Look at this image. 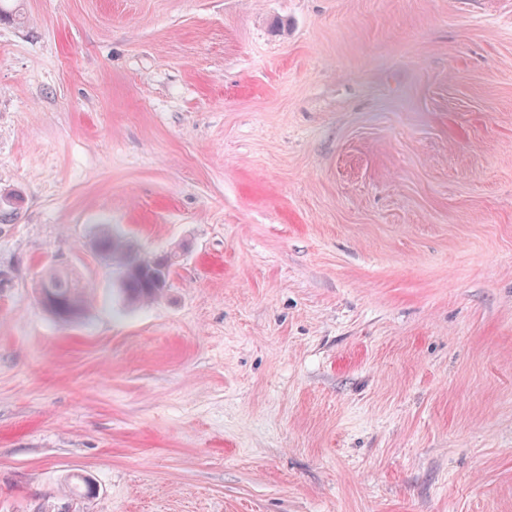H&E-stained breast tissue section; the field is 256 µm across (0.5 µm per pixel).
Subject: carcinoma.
<instances>
[{
	"instance_id": "carcinoma-1",
	"label": "carcinoma",
	"mask_w": 512,
	"mask_h": 512,
	"mask_svg": "<svg viewBox=\"0 0 512 512\" xmlns=\"http://www.w3.org/2000/svg\"><path fill=\"white\" fill-rule=\"evenodd\" d=\"M19 198L20 195L13 191L0 192V224L9 223V218L17 215ZM95 246L109 261L121 266L120 291L132 304L157 299L170 282L175 265L174 254L153 260L142 259L127 239L108 227L99 232ZM40 295L47 299L45 308L61 321L80 318L86 308L85 288L60 269L43 275Z\"/></svg>"
}]
</instances>
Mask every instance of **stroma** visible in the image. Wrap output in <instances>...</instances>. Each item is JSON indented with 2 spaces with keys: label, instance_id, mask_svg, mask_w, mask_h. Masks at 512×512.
Returning a JSON list of instances; mask_svg holds the SVG:
<instances>
[{
  "label": "stroma",
  "instance_id": "obj_1",
  "mask_svg": "<svg viewBox=\"0 0 512 512\" xmlns=\"http://www.w3.org/2000/svg\"><path fill=\"white\" fill-rule=\"evenodd\" d=\"M14 4L0 512H512V0ZM96 249L112 264L122 268L120 291L129 303L157 299L170 282L176 254L153 260L140 258L133 245L113 228H103L95 241ZM40 297L45 308L61 321L80 318L86 308L85 288L69 273L60 269L47 271L40 282Z\"/></svg>",
  "mask_w": 512,
  "mask_h": 512
}]
</instances>
